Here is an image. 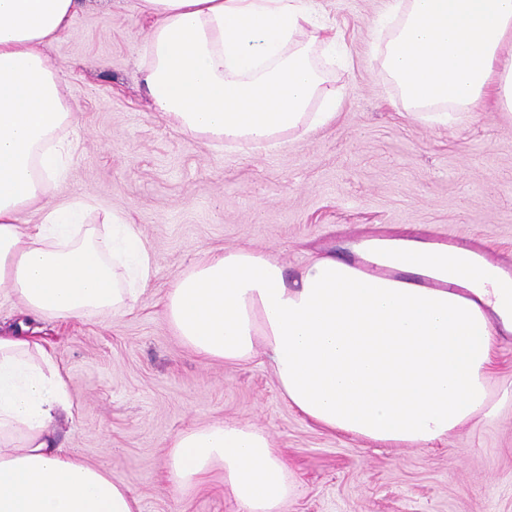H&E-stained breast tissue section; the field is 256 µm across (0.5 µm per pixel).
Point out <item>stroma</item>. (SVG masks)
Masks as SVG:
<instances>
[{
  "mask_svg": "<svg viewBox=\"0 0 512 512\" xmlns=\"http://www.w3.org/2000/svg\"><path fill=\"white\" fill-rule=\"evenodd\" d=\"M349 45L335 122L260 151L201 144L149 107L139 82L149 20L139 0H84L47 50L75 119L65 177L47 202L88 199L87 223L123 211L152 248L133 308L79 322L35 319L75 406L59 443L121 480L140 512H237L222 471L174 491L164 464L181 431L214 421L271 436L296 480L287 512H512V338L492 368L501 404L427 449L387 448L310 423L265 357L202 362L162 299L199 252L250 247L296 272L307 253L350 260L364 231L457 234L512 260V116L483 101L439 126L396 109L371 37L388 0H311Z\"/></svg>",
  "mask_w": 512,
  "mask_h": 512,
  "instance_id": "obj_1",
  "label": "stroma"
}]
</instances>
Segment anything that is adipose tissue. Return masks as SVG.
I'll list each match as a JSON object with an SVG mask.
<instances>
[{
    "label": "adipose tissue",
    "mask_w": 512,
    "mask_h": 512,
    "mask_svg": "<svg viewBox=\"0 0 512 512\" xmlns=\"http://www.w3.org/2000/svg\"><path fill=\"white\" fill-rule=\"evenodd\" d=\"M78 7L0 0V286L24 312L61 321L124 313L154 274L122 213L103 235L81 230L86 202L42 203L66 170L74 117L45 49ZM141 10L152 20L141 81L153 110L190 138L269 147L335 120L336 36L310 0H141ZM375 49L411 115L444 125L486 99L512 112V0H390ZM34 205L39 224L20 223ZM377 255L448 286L369 279L313 254L291 281L265 253L209 250L176 277L164 313L202 360L266 356L308 421L421 449L495 411L490 375L500 334L512 333V288L464 254L404 243ZM71 407L53 355L0 331V512H139L125 485L57 445L55 417ZM216 468L238 512H285L294 483L263 429L215 421L174 437V490Z\"/></svg>",
    "instance_id": "ef3b65f1"
}]
</instances>
